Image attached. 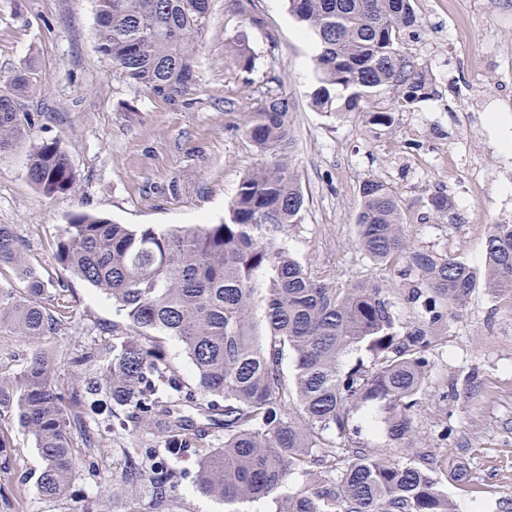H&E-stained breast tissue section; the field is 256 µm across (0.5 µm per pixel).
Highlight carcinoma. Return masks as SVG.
Returning <instances> with one entry per match:
<instances>
[{"label": "carcinoma", "mask_w": 512, "mask_h": 512, "mask_svg": "<svg viewBox=\"0 0 512 512\" xmlns=\"http://www.w3.org/2000/svg\"><path fill=\"white\" fill-rule=\"evenodd\" d=\"M246 25L227 38L233 65L254 71L250 29L264 24L255 0H227ZM291 15L317 48L311 105L335 117L362 112L388 127L392 113L429 97V82L402 50L403 32L420 25L413 0H288ZM97 49L129 82L166 100L196 79L194 52L210 22L209 0H96ZM17 97L0 91V153L22 134ZM242 135L264 157L245 173L224 221L191 227L114 224L77 212L57 241L61 265L102 290L125 311L133 334L120 344L71 359L96 367L84 388L54 380L60 359L43 342L64 316L39 270L25 262L11 225L0 224V267L18 270L23 288L0 289V333L27 339L23 369L0 372V424L32 434L42 458L41 493L58 497L77 466V449L92 445L84 429L87 401L112 402V432L151 425L156 447L125 449L123 480L136 493L152 488L166 501L176 483L167 463L192 448L201 491L226 502L275 496L288 478L310 485L279 512H455L439 488L434 460L403 462L327 442L349 438L355 412L383 414L390 449L414 434L412 409L426 394L430 351L464 306L477 275L457 257L407 244L399 197L385 182L359 189L356 245L372 264L393 269L396 288L377 279L342 283L318 278L288 252L283 235L299 223L305 196L290 163L288 97L269 94L243 113ZM29 180L46 196L73 190L67 154L53 141L32 147ZM485 290L512 303V224H494L485 242ZM412 311L400 322L397 310ZM174 336L197 375L188 387L156 337ZM362 348L367 359L341 367ZM295 356L292 375L285 351ZM205 401L224 416V446L205 447L199 431L171 418L173 408Z\"/></svg>", "instance_id": "carcinoma-1"}]
</instances>
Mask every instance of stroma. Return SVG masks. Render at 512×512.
Here are the masks:
<instances>
[{"instance_id": "35a3bbf8", "label": "stroma", "mask_w": 512, "mask_h": 512, "mask_svg": "<svg viewBox=\"0 0 512 512\" xmlns=\"http://www.w3.org/2000/svg\"><path fill=\"white\" fill-rule=\"evenodd\" d=\"M257 6L266 24L251 31L255 70L233 67L224 45L243 16L227 0H210L196 83L168 101L128 83L100 55L95 0H0V87L28 65L36 78L18 93L26 133L0 154V224L12 225L25 257L65 296L66 323L52 341L62 357L58 384L82 385L92 372L75 371L71 357L129 330L111 298L58 263L56 241L70 214L169 228L222 222L240 178L262 161L238 129L240 115L267 93L287 94L293 107L291 163L306 207L285 243L313 275L398 283L356 245L359 187L371 178L395 188L412 247L462 259L479 274L491 226L512 224V152L501 148L512 140V0H415L421 25L404 35L402 48L433 92L394 113L388 127L356 112L315 111L313 54L286 0ZM44 140L67 152L74 192L47 197L28 180L29 151ZM439 191L455 203L444 218L427 209ZM431 357L433 386L413 412L418 434L401 460L439 459V486L458 512H512V308L476 285ZM472 372L480 380L474 392L465 383ZM444 383L453 391L443 413L437 387ZM86 412L97 440L79 449L69 488L55 498L39 490L42 459L32 437L9 424L17 452L0 455V487H21L22 512H279L282 498L307 483L296 474L278 496L226 503L200 491L197 457L189 453L176 460L178 482L160 506L150 490L131 493L121 478L125 449L153 446L149 427L104 432L111 407L103 395ZM455 466L463 480L449 478Z\"/></svg>"}]
</instances>
